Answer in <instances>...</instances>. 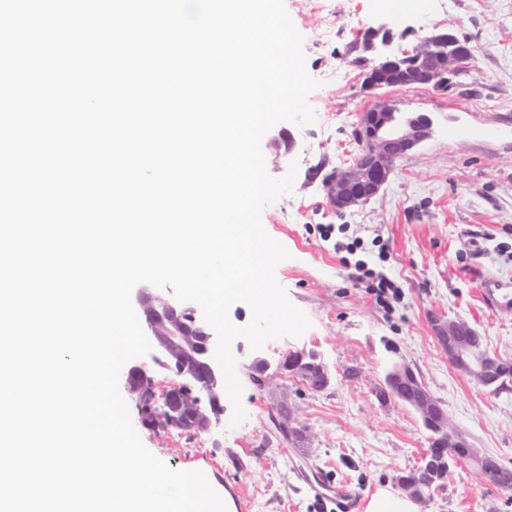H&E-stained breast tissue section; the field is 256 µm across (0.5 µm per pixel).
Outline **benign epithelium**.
I'll return each instance as SVG.
<instances>
[{
	"instance_id": "7a95c632",
	"label": "benign epithelium",
	"mask_w": 512,
	"mask_h": 512,
	"mask_svg": "<svg viewBox=\"0 0 512 512\" xmlns=\"http://www.w3.org/2000/svg\"><path fill=\"white\" fill-rule=\"evenodd\" d=\"M367 41H380L378 64L368 74L367 86L384 88L379 78L383 67L404 63L411 70L410 83L445 89L453 79L471 67L474 55L469 42L444 33L431 42L418 40L412 48L395 43L394 29L382 26L365 32ZM431 119L425 114L404 116L385 103H377L360 115L362 150L354 165L328 182V196L334 208L367 203L378 195L397 162L430 134ZM136 301L144 322V333L152 347L151 360L131 366L125 375L126 392L135 402L138 423L145 429L163 419L185 417L188 430L209 432L220 423L224 412V376L214 358L217 335L208 325L200 307L192 302L157 294L145 286L137 289ZM435 338L448 361L480 385L498 393L512 387V362L489 354L481 338L465 321L434 319ZM312 352L290 350L279 370L302 380L308 390L320 392L330 384L329 371L322 362L309 368ZM175 374L181 382L159 388L154 366ZM376 397L397 399L419 415L428 433L430 448L422 465L412 475H398L396 483L414 497L431 486L448 470V462H472L490 482L512 490V469L495 458L479 453L450 427L448 414L406 364L395 365L385 376ZM275 423L307 437V429L294 417L288 401L275 405Z\"/></svg>"
}]
</instances>
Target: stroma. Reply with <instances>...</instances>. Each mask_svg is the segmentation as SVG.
<instances>
[{
  "instance_id": "stroma-1",
  "label": "stroma",
  "mask_w": 512,
  "mask_h": 512,
  "mask_svg": "<svg viewBox=\"0 0 512 512\" xmlns=\"http://www.w3.org/2000/svg\"><path fill=\"white\" fill-rule=\"evenodd\" d=\"M303 37L314 122L274 125L261 141L268 173L298 169L291 195L266 206L262 223L288 251L275 278L309 318L298 337L261 351L233 341L247 419L207 434L140 430L144 445L177 470L206 474L221 498L245 512H319L317 493L363 501L397 472L422 463L427 434L408 405L374 395L394 363L408 364L441 402L470 444L512 467V390L493 393L449 365L430 317L469 323L485 347L512 359V311L492 312L479 299L491 274L512 281V0H415L392 14L370 0H284ZM388 24L422 35L450 29L475 50L470 72L438 91L428 86L368 91L365 70L347 46L359 31ZM383 100L397 112L432 120L430 136L400 160L367 204L336 213L324 180L349 169L360 152L352 132L360 112ZM373 277L355 281L356 265ZM395 284L379 296L375 274ZM317 351L331 382L320 392L298 380L252 382L254 355L277 365L291 349ZM288 398L306 427L295 447L270 415ZM421 512H512V491L490 483L469 463L451 464Z\"/></svg>"
}]
</instances>
